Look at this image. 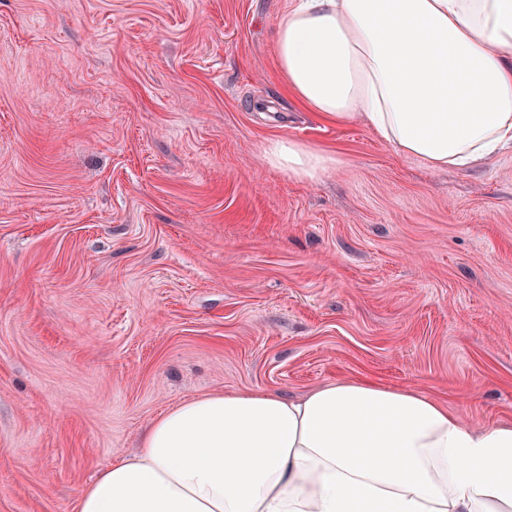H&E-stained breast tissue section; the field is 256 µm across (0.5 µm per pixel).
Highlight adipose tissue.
<instances>
[{
    "label": "adipose tissue",
    "instance_id": "1",
    "mask_svg": "<svg viewBox=\"0 0 512 512\" xmlns=\"http://www.w3.org/2000/svg\"><path fill=\"white\" fill-rule=\"evenodd\" d=\"M275 56L287 99L364 122L427 169L512 148V0H291ZM264 154L297 181L336 163L278 137ZM76 512H512V424L474 427L369 380L195 397L82 488Z\"/></svg>",
    "mask_w": 512,
    "mask_h": 512
}]
</instances>
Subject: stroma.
I'll list each match as a JSON object with an SVG mask.
<instances>
[{"instance_id": "1", "label": "stroma", "mask_w": 512, "mask_h": 512, "mask_svg": "<svg viewBox=\"0 0 512 512\" xmlns=\"http://www.w3.org/2000/svg\"><path fill=\"white\" fill-rule=\"evenodd\" d=\"M288 0H0V512L184 400L369 378L512 422V151L431 171L281 112ZM274 137L336 164L273 169Z\"/></svg>"}]
</instances>
